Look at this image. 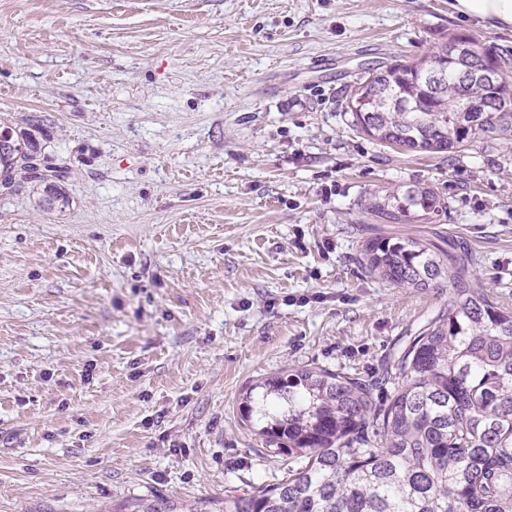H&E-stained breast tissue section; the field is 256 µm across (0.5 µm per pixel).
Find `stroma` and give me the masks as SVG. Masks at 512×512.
I'll return each mask as SVG.
<instances>
[{
    "instance_id": "1",
    "label": "stroma",
    "mask_w": 512,
    "mask_h": 512,
    "mask_svg": "<svg viewBox=\"0 0 512 512\" xmlns=\"http://www.w3.org/2000/svg\"><path fill=\"white\" fill-rule=\"evenodd\" d=\"M450 0H0V121L67 167L0 194V512H223L279 482L242 425L252 381L368 376L448 305L361 262L442 236L512 306V141L411 154L354 126L360 77L465 32ZM429 186L433 224L372 193ZM365 211L386 224L432 223L446 209L440 196L426 186H411L398 193L371 194L365 199Z\"/></svg>"
}]
</instances>
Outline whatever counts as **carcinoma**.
I'll return each mask as SVG.
<instances>
[{
	"label": "carcinoma",
	"instance_id": "1",
	"mask_svg": "<svg viewBox=\"0 0 512 512\" xmlns=\"http://www.w3.org/2000/svg\"><path fill=\"white\" fill-rule=\"evenodd\" d=\"M460 40L472 52L456 59ZM435 59L448 79L434 88L424 73ZM487 60L503 84L471 77ZM383 73L385 91L366 93L352 113L367 136L431 154L512 141V59L494 45L450 33L432 55ZM40 151L33 135L0 128L1 193L38 181L48 202L63 200L54 181L67 171L40 173ZM443 208L418 185L365 199V211L388 224H430ZM361 254L368 273L395 286L448 281V307L389 353L376 378L307 365L249 385L243 423L291 465L273 485L224 495V512H512V308L478 285L472 257L454 243L372 237ZM387 383L393 389L378 395Z\"/></svg>",
	"mask_w": 512,
	"mask_h": 512
}]
</instances>
